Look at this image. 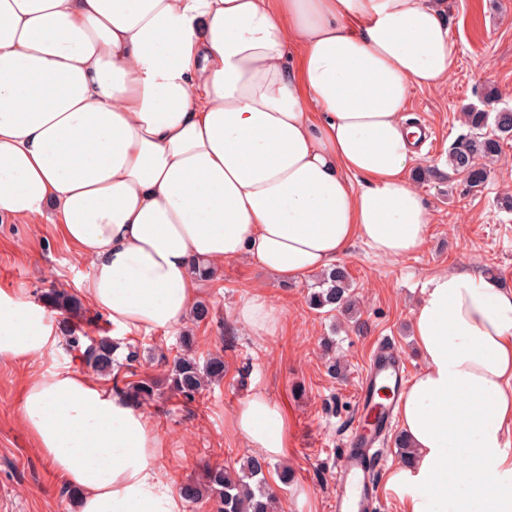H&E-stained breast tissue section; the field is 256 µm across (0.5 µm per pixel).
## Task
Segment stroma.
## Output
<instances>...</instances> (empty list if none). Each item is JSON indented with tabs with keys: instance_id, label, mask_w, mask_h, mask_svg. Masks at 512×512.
Here are the masks:
<instances>
[{
	"instance_id": "1",
	"label": "stroma",
	"mask_w": 512,
	"mask_h": 512,
	"mask_svg": "<svg viewBox=\"0 0 512 512\" xmlns=\"http://www.w3.org/2000/svg\"><path fill=\"white\" fill-rule=\"evenodd\" d=\"M448 27L459 55L447 87L413 90L405 115L408 122L430 126L437 138L426 152L424 175L416 186L432 213L427 240L416 253L389 259L372 256L362 244L341 256L356 287L358 312L353 318L313 310L307 295L318 280L309 274L283 282L254 261L225 262L222 271L201 282V298L212 307L208 321L186 319L200 357L221 354L224 379L210 385L196 402L162 393L143 410L165 439L160 474L171 488L201 478L205 469L239 468L250 456L233 425L241 402L253 391H265L287 419V449L266 473L283 512H298L296 493L308 492V512H330L336 489V462L353 422L358 378L375 340L393 341L412 372L423 361L410 327L411 310L435 274L467 271L501 281L512 271V141L487 162V178L477 187L448 166V152L470 130L466 109L483 105V94L495 90L494 109H512V0H447ZM89 259L48 222L0 221V290L20 300H39L42 291L57 288L81 300L90 324L88 336L111 330L112 324L86 299L91 275ZM259 295L283 312L272 336L257 337L234 319L242 298ZM182 329V330H183ZM180 332V331H179ZM179 332L130 335L141 358L134 373L164 379L167 360L177 353ZM334 337L336 353L346 367L343 378H331L321 346ZM71 367L91 375L82 351L63 346L61 352L35 361L0 360V512H77L63 489L65 483L43 457L22 420V400L34 375ZM292 470L281 483V465Z\"/></svg>"
}]
</instances>
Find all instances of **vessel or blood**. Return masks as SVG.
Masks as SVG:
<instances>
[{
  "instance_id": "b4317fda",
  "label": "vessel or blood",
  "mask_w": 512,
  "mask_h": 512,
  "mask_svg": "<svg viewBox=\"0 0 512 512\" xmlns=\"http://www.w3.org/2000/svg\"><path fill=\"white\" fill-rule=\"evenodd\" d=\"M410 374L392 343L379 344L356 390V425L336 465V495L331 512H376L381 490L371 479L375 445L390 427L399 393Z\"/></svg>"
}]
</instances>
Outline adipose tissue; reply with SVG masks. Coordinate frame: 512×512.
<instances>
[{"mask_svg":"<svg viewBox=\"0 0 512 512\" xmlns=\"http://www.w3.org/2000/svg\"><path fill=\"white\" fill-rule=\"evenodd\" d=\"M457 56L441 0H0V217L52 215L121 334L180 327L195 262L247 257L288 281L356 242L410 255L432 214L404 112ZM235 316L257 336L281 324L259 297ZM410 325L423 368L398 415L412 456L387 477L401 512H512V293L443 272ZM62 341L40 304L0 291L1 360ZM22 413L77 512H182L159 477L164 439L124 396L51 370ZM234 426L283 457L264 391Z\"/></svg>","mask_w":512,"mask_h":512,"instance_id":"ef3b65f1","label":"adipose tissue"}]
</instances>
